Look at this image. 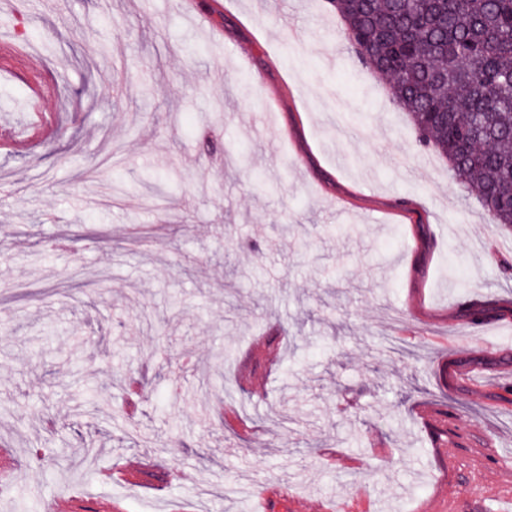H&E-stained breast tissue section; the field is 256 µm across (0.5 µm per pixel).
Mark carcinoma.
<instances>
[{
  "label": "carcinoma",
  "instance_id": "carcinoma-1",
  "mask_svg": "<svg viewBox=\"0 0 512 512\" xmlns=\"http://www.w3.org/2000/svg\"><path fill=\"white\" fill-rule=\"evenodd\" d=\"M419 144L512 227V0H330Z\"/></svg>",
  "mask_w": 512,
  "mask_h": 512
}]
</instances>
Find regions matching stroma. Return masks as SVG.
I'll list each match as a JSON object with an SVG mask.
<instances>
[{"mask_svg": "<svg viewBox=\"0 0 512 512\" xmlns=\"http://www.w3.org/2000/svg\"><path fill=\"white\" fill-rule=\"evenodd\" d=\"M0 42V512H512V228L329 0H0Z\"/></svg>", "mask_w": 512, "mask_h": 512, "instance_id": "1", "label": "stroma"}]
</instances>
